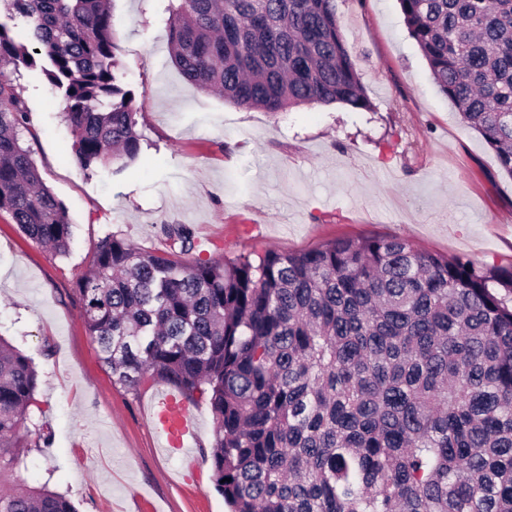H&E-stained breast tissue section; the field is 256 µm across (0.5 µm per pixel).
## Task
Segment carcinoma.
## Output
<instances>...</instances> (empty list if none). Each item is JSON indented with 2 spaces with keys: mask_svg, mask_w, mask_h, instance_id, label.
<instances>
[{
  "mask_svg": "<svg viewBox=\"0 0 512 512\" xmlns=\"http://www.w3.org/2000/svg\"><path fill=\"white\" fill-rule=\"evenodd\" d=\"M28 49L0 24V211L69 253L72 224L19 131L10 74L61 94L84 168L140 149L107 0H10ZM439 92L512 177V0H399ZM185 79L242 108L372 112L336 0H178L169 30ZM114 234L78 284L83 322L116 381L173 384L215 419L211 470L229 512H512V270L405 238L337 239L222 263ZM39 372L0 336V478L25 467L19 432ZM0 512H78L64 493L0 483Z\"/></svg>",
  "mask_w": 512,
  "mask_h": 512,
  "instance_id": "obj_1",
  "label": "carcinoma"
}]
</instances>
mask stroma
Segmentation results:
<instances>
[{"label":"stroma","instance_id":"1","mask_svg":"<svg viewBox=\"0 0 512 512\" xmlns=\"http://www.w3.org/2000/svg\"><path fill=\"white\" fill-rule=\"evenodd\" d=\"M175 0H113L120 81L141 114L140 152L121 173L83 168L64 103L34 71L13 80L21 132L65 205L70 251L55 255L0 211V336L30 356L40 382L23 430L31 488L68 494L78 512H226L205 458L210 405L190 403L195 468L163 448L152 420L167 382L117 383L83 319L78 279L114 233L154 254L166 224L220 260L300 252L335 239L405 237L417 248L512 269V177L433 83L398 0H336L347 48L374 109L303 104L243 109L187 82L169 47Z\"/></svg>","mask_w":512,"mask_h":512}]
</instances>
